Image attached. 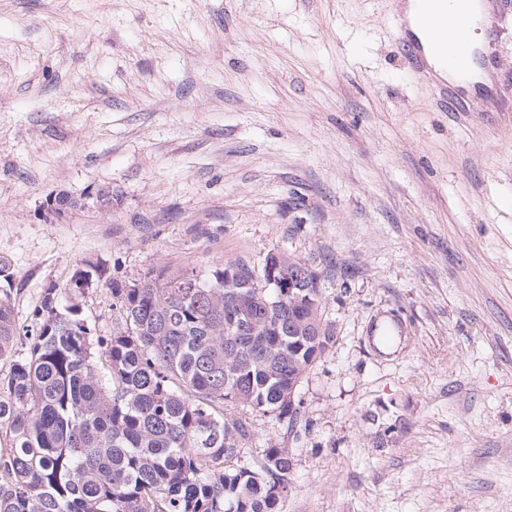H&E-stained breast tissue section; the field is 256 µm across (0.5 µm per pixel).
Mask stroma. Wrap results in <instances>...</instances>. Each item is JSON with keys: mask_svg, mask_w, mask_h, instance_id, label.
Listing matches in <instances>:
<instances>
[{"mask_svg": "<svg viewBox=\"0 0 512 512\" xmlns=\"http://www.w3.org/2000/svg\"><path fill=\"white\" fill-rule=\"evenodd\" d=\"M494 96L442 112L389 0H0V259L20 332L43 290L287 252L334 332L294 422L280 512H512V17ZM112 189V206L87 200ZM84 200L44 219L46 199ZM395 12V28L408 67L415 72L420 71L424 65L423 45L417 37L410 35V27L400 18L399 11L395 10Z\"/></svg>", "mask_w": 512, "mask_h": 512, "instance_id": "obj_1", "label": "stroma"}]
</instances>
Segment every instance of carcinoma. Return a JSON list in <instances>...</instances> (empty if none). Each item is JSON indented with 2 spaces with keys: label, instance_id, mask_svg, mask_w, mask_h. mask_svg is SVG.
<instances>
[{
  "label": "carcinoma",
  "instance_id": "carcinoma-1",
  "mask_svg": "<svg viewBox=\"0 0 512 512\" xmlns=\"http://www.w3.org/2000/svg\"><path fill=\"white\" fill-rule=\"evenodd\" d=\"M265 269L243 259L206 276L148 270L114 283L122 323L94 337L79 296L58 303L45 289L25 353L10 273L0 261V512H279L293 469L286 448L240 465L246 425L232 404L293 422L288 387L321 357L313 274L306 305H272ZM301 335H288V323ZM321 335L310 336L313 324ZM107 365L103 381L99 365Z\"/></svg>",
  "mask_w": 512,
  "mask_h": 512
}]
</instances>
